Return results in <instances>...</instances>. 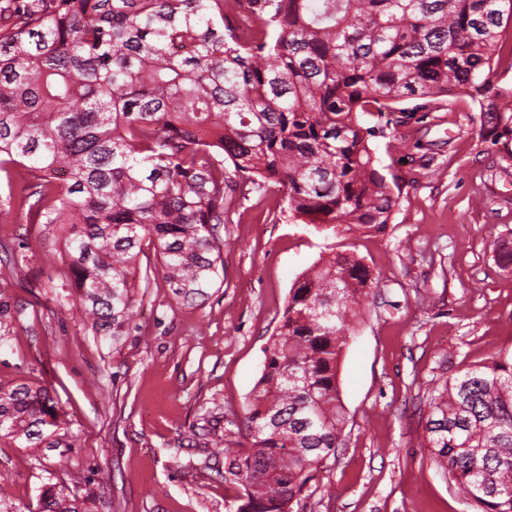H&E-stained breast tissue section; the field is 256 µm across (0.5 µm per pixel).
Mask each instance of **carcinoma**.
Listing matches in <instances>:
<instances>
[{
    "label": "carcinoma",
    "mask_w": 512,
    "mask_h": 512,
    "mask_svg": "<svg viewBox=\"0 0 512 512\" xmlns=\"http://www.w3.org/2000/svg\"><path fill=\"white\" fill-rule=\"evenodd\" d=\"M511 25L512 0H4L0 224L56 228L75 304L116 343L143 302L145 249L173 300L208 296L236 195L274 188L333 237L389 224L368 107L464 95L483 139L511 145L512 82L493 79ZM4 288L0 337L14 330ZM373 288L334 247L292 284L247 404L250 450L224 449L233 512H294L336 455L337 369ZM428 409L426 447L472 512H512V357L438 381ZM62 423L47 387L0 386V440L67 448ZM85 486L61 470L39 512H92Z\"/></svg>",
    "instance_id": "obj_1"
}]
</instances>
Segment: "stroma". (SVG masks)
<instances>
[{
    "mask_svg": "<svg viewBox=\"0 0 512 512\" xmlns=\"http://www.w3.org/2000/svg\"><path fill=\"white\" fill-rule=\"evenodd\" d=\"M408 117L363 115L378 168L397 186L378 232L329 239L293 223L281 194L235 199L221 229L224 282L204 303L149 286L129 336H97L74 303L55 228L0 224V281L15 333L0 340V385H45L66 420L71 470L89 475L96 512H227L225 448L247 449L244 414L263 350L294 280L329 248L352 246L379 279L338 366L344 439L295 512H468L465 495L424 442L438 376L512 355V156L480 135L470 98L433 101ZM57 452L0 441V512H33Z\"/></svg>",
    "mask_w": 512,
    "mask_h": 512,
    "instance_id": "stroma-1",
    "label": "stroma"
}]
</instances>
